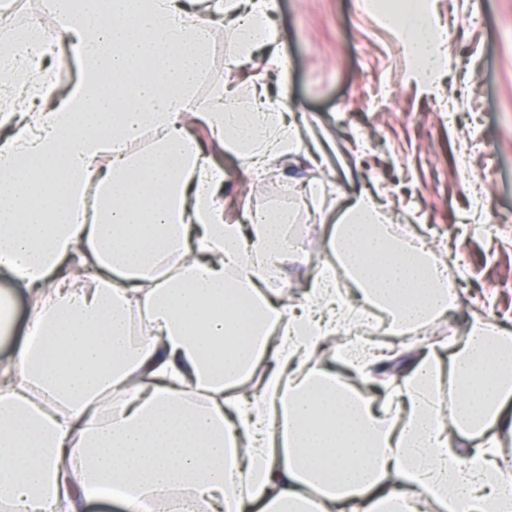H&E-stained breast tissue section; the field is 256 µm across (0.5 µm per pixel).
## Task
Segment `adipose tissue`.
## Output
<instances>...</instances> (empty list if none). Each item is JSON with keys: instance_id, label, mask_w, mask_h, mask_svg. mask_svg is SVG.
I'll return each instance as SVG.
<instances>
[{"instance_id": "adipose-tissue-1", "label": "adipose tissue", "mask_w": 512, "mask_h": 512, "mask_svg": "<svg viewBox=\"0 0 512 512\" xmlns=\"http://www.w3.org/2000/svg\"><path fill=\"white\" fill-rule=\"evenodd\" d=\"M47 5L59 32L11 31L7 57L25 64L35 47L54 71L76 61L82 79L59 103L28 86L37 111L0 114V269L34 293L29 334L0 370V502L80 512L116 488L129 512H155L188 489L176 512H420L425 498L440 512H512V471L496 455L512 435V335L475 324L449 355H411L376 398L374 347L329 350L352 318L335 272L285 295L250 265L287 258L284 216L235 222L224 209V169L193 125L259 180L303 149L263 82L247 109L226 85L196 96L210 16L234 23L247 59L278 42L276 0ZM392 21L435 87L448 60L432 0L395 5ZM146 131L151 148L134 149ZM327 245L400 336L457 304L444 275L424 270L423 241L390 249L373 197L344 208ZM137 312L147 339L135 345ZM256 375L262 396L250 401ZM447 381L464 393L444 414Z\"/></svg>"}]
</instances>
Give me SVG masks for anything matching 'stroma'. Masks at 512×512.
<instances>
[{"instance_id":"obj_1","label":"stroma","mask_w":512,"mask_h":512,"mask_svg":"<svg viewBox=\"0 0 512 512\" xmlns=\"http://www.w3.org/2000/svg\"><path fill=\"white\" fill-rule=\"evenodd\" d=\"M369 2L278 0L280 43L244 61L231 26L214 17L199 98L228 83L236 102L250 107L252 83L266 75L270 58L288 57V98L305 147L257 185L231 151L216 150L226 211L267 210L281 186L324 185L302 213L314 256L292 254L281 266L294 295L317 264H330L322 242L342 206L361 194L380 198L386 223L431 243L459 296L427 343L462 338L478 321L512 331V232L493 221L512 218V0H435L449 29V65L431 92L416 81L395 28ZM477 193L485 207L473 205ZM1 292L12 304L10 333L0 336L3 365L26 334L32 296L4 271Z\"/></svg>"}]
</instances>
